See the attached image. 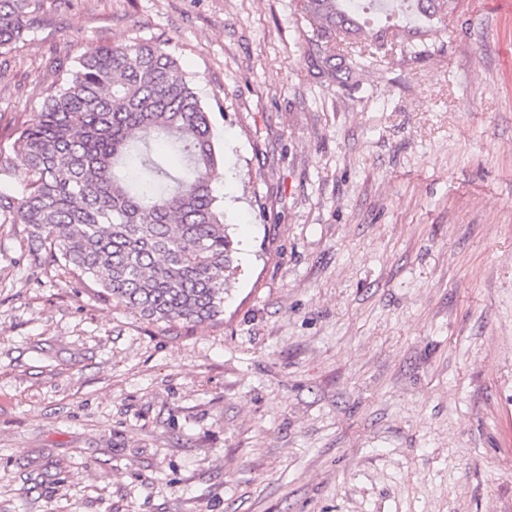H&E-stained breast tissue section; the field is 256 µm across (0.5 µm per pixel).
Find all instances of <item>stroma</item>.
Returning <instances> with one entry per match:
<instances>
[{"label": "stroma", "mask_w": 512, "mask_h": 512, "mask_svg": "<svg viewBox=\"0 0 512 512\" xmlns=\"http://www.w3.org/2000/svg\"><path fill=\"white\" fill-rule=\"evenodd\" d=\"M455 3L342 86L298 0H43L0 147L53 57L164 43L238 269L155 322L0 224V512H512V0Z\"/></svg>", "instance_id": "1"}]
</instances>
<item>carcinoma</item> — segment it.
Here are the masks:
<instances>
[{
    "label": "carcinoma",
    "mask_w": 512,
    "mask_h": 512,
    "mask_svg": "<svg viewBox=\"0 0 512 512\" xmlns=\"http://www.w3.org/2000/svg\"><path fill=\"white\" fill-rule=\"evenodd\" d=\"M41 2L0 0V55L34 25ZM302 2L317 75L346 86L389 52L383 34L358 43L364 23L352 0ZM451 10L452 0H415L418 26L430 31ZM12 152L26 167L14 193L0 192V224L30 225L54 260L142 317L223 315L224 282L237 269L212 188L224 156L207 107L163 44L87 48L19 128ZM10 153L0 150V173L10 171Z\"/></svg>",
    "instance_id": "cac0c4a2"
}]
</instances>
